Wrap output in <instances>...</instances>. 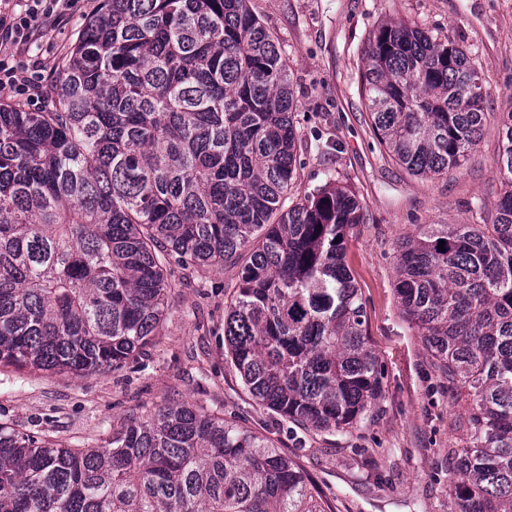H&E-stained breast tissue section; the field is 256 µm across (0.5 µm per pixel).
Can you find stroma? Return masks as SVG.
Masks as SVG:
<instances>
[{
	"label": "stroma",
	"mask_w": 512,
	"mask_h": 512,
	"mask_svg": "<svg viewBox=\"0 0 512 512\" xmlns=\"http://www.w3.org/2000/svg\"><path fill=\"white\" fill-rule=\"evenodd\" d=\"M84 15L38 38L47 73L70 50ZM283 49L296 101L300 196L334 180L365 205L346 261L361 290L371 343L382 365L375 413L348 433H314L266 409L244 389L224 346V302L238 268L171 266L158 336L124 366L76 378L0 368V423L72 448L107 446L130 419L187 402L266 437L311 474L335 512H449L448 451L467 412L420 336L400 316L395 244L429 224H489L501 189L499 114L512 95V0H249ZM402 20L460 44L490 93L483 135L461 166L434 178L411 175L372 129L361 94L370 37Z\"/></svg>",
	"instance_id": "1"
}]
</instances>
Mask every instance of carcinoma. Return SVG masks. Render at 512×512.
I'll return each instance as SVG.
<instances>
[{
    "mask_svg": "<svg viewBox=\"0 0 512 512\" xmlns=\"http://www.w3.org/2000/svg\"><path fill=\"white\" fill-rule=\"evenodd\" d=\"M248 0H103L40 112L0 104V366L86 377L158 335L167 267L233 263L224 344L244 388L306 429L374 413L382 369L346 264L363 205L331 182L286 203L290 74ZM361 91L415 176L460 165L489 89L407 23L369 42ZM491 224L397 243L395 291L448 387L468 389L451 512H512V96ZM444 249H438L439 241ZM0 512H334L269 441L181 404L73 449L0 424Z\"/></svg>",
    "mask_w": 512,
    "mask_h": 512,
    "instance_id": "cac0c4a2",
    "label": "carcinoma"
}]
</instances>
